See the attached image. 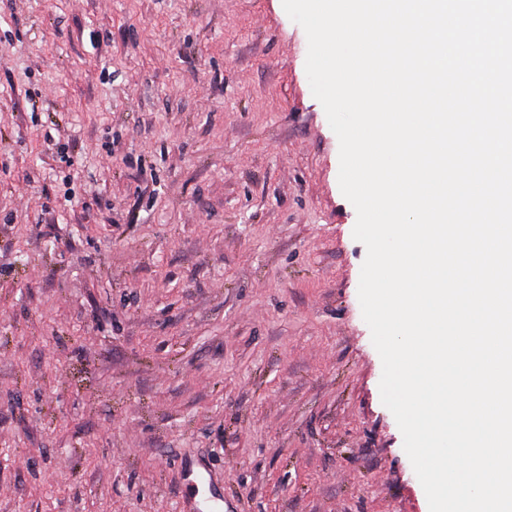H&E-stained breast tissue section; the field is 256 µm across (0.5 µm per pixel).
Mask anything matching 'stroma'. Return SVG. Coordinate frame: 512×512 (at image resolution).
Returning <instances> with one entry per match:
<instances>
[{
    "label": "stroma",
    "instance_id": "1",
    "mask_svg": "<svg viewBox=\"0 0 512 512\" xmlns=\"http://www.w3.org/2000/svg\"><path fill=\"white\" fill-rule=\"evenodd\" d=\"M282 0H0V512H429ZM177 510L179 512L224 511V486L215 481L206 463L192 460L186 462Z\"/></svg>",
    "mask_w": 512,
    "mask_h": 512
}]
</instances>
